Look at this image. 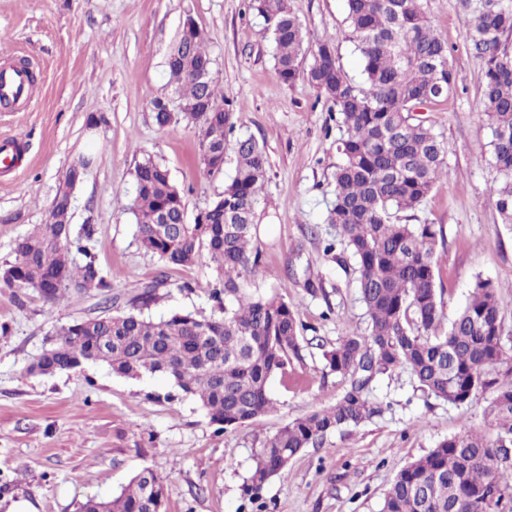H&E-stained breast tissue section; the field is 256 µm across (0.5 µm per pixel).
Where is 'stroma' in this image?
Wrapping results in <instances>:
<instances>
[{"label": "stroma", "mask_w": 512, "mask_h": 512, "mask_svg": "<svg viewBox=\"0 0 512 512\" xmlns=\"http://www.w3.org/2000/svg\"><path fill=\"white\" fill-rule=\"evenodd\" d=\"M289 5L310 43L337 39L341 65L359 77V57L344 39L346 0ZM424 7L448 43L455 87L422 114L447 145L448 167L413 221L443 229L436 281L445 316L482 278L496 287L512 331V228L490 193L497 172L482 112L483 65L466 40L478 12L461 0H424ZM188 17L207 37L236 134L253 136L266 152L268 180L255 214L261 259L250 283L297 306L304 359L271 379L273 413L221 429L159 374L127 378L101 363L33 374L57 330L100 315L102 296L74 293L51 310L33 290L0 288V325L9 329L0 335V512L18 498L36 512H79L88 499L118 495L146 467L165 480V512H380L401 469L444 438L486 428V402L424 400L406 370L377 377L366 396L378 414L303 449L286 477L248 492L265 439L349 387L330 372L323 348L344 326L366 332L368 317L354 285L320 248L334 232L326 217L341 162L338 116L305 79L290 86L277 79L271 37L246 0H0V64H26L35 77L26 109L0 111V143L20 150L17 167L0 169V266L13 261L14 240L43 223L66 170L83 158L89 166L72 193L71 228L92 227L90 251L117 306L160 276L145 315L214 313L202 289L214 277L208 258L163 266L141 246L130 212L135 168L145 157L169 170L190 222L234 174L229 160L222 177L203 178L197 125L181 120L161 130L152 119L153 99L172 95L166 60ZM308 276L322 279V292H306Z\"/></svg>", "instance_id": "35a3bbf8"}]
</instances>
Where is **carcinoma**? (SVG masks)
Instances as JSON below:
<instances>
[{"label":"carcinoma","mask_w":512,"mask_h":512,"mask_svg":"<svg viewBox=\"0 0 512 512\" xmlns=\"http://www.w3.org/2000/svg\"><path fill=\"white\" fill-rule=\"evenodd\" d=\"M347 39L360 55L362 81L339 62L336 41L309 49L307 34L288 0H248L272 35L275 72L292 85L307 79L340 115L345 135L334 175L327 223L335 235L323 253L356 274L359 300L366 308L365 334L350 327L324 350L330 371L350 379V387L327 408L280 427L268 437L250 476L260 489L288 472L303 449L321 443L347 425L368 420L375 408L365 396L374 377L407 369L418 388L456 406L490 395L486 433L445 438L408 464L386 491L381 512H512V334L507 332L496 294L478 280L453 319L445 321L435 281L436 249L443 237L434 224H403L401 214L423 205L447 169V148L412 108L448 96L455 83L448 45L430 25L423 0H346ZM512 0H483L474 33L467 37L483 62V114L498 173L496 208L512 225ZM167 60L169 84L184 104L224 106L217 78L199 79L191 62L211 55L198 28L180 33ZM311 62H306V59ZM156 99L153 119L164 128L178 121ZM201 127L200 172H224L214 148L232 150L235 171L192 224L178 223L185 208L168 169L148 158L135 169L131 212L141 245L164 266H188L209 256L217 277L209 285L218 313L198 317L175 312L155 320L143 309L164 284L154 279L129 300L124 311L60 327L32 367L40 374L103 363L126 377L162 374L184 395L196 398L211 422L231 426L274 410L270 379L293 361L303 360V323L298 309L276 295L248 292L259 265V194L268 160L251 137L231 139L232 113H216ZM62 213L14 242V261L0 268V288L34 289L49 309L75 291L112 288L86 242L91 230L72 235ZM84 255L76 263L72 251ZM164 480L152 469L136 474L110 500L89 499L80 512H157L164 504Z\"/></svg>","instance_id":"cac0c4a2"}]
</instances>
